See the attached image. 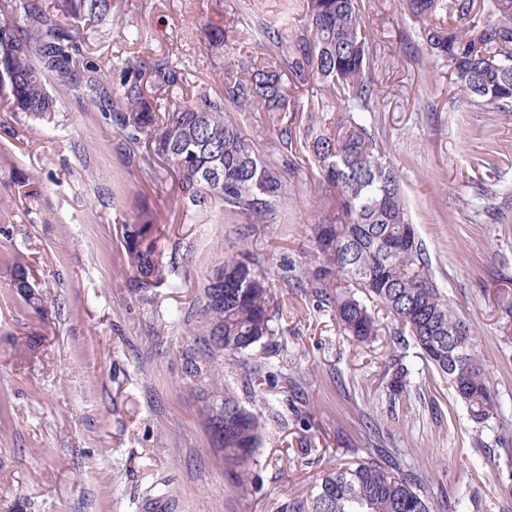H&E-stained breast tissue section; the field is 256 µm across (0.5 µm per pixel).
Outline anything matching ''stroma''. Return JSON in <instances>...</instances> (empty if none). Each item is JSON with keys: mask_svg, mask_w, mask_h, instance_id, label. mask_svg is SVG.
<instances>
[{"mask_svg": "<svg viewBox=\"0 0 512 512\" xmlns=\"http://www.w3.org/2000/svg\"><path fill=\"white\" fill-rule=\"evenodd\" d=\"M121 24L94 36L87 61L112 78L117 60L169 58L182 74L155 90L160 105L222 86L225 66L252 47L257 20L279 21L280 0H114ZM380 49L382 95L365 120L383 140L407 194L431 271L467 317L493 391L512 420V346L499 337L495 290L512 291V112L462 105L446 61L429 56L397 0H364ZM228 14L244 35L215 49L207 31ZM147 38L133 40V29ZM59 110L44 123L0 100V512H286L326 469L397 448L428 496L451 503L479 491L484 512H502L501 482L450 384L424 369L413 347L379 333L357 346L329 308L297 284L314 258L315 186L308 168L290 185L277 219L225 223L185 216L177 187L125 159L118 138L86 97L54 88ZM495 151L494 169L477 159ZM150 201L168 229L162 248L177 285L157 303L139 299L117 229ZM247 244L273 280L277 336L227 366L224 382L260 411L263 443L251 465L257 485L237 486L212 451L202 408L184 375L192 341L184 314L225 252ZM23 255L41 283L47 319L10 282ZM44 331L24 359L11 339ZM411 385L387 383L400 365ZM312 426L300 428L301 417Z\"/></svg>", "mask_w": 512, "mask_h": 512, "instance_id": "35a3bbf8", "label": "stroma"}]
</instances>
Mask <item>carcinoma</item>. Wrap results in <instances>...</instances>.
<instances>
[{"mask_svg": "<svg viewBox=\"0 0 512 512\" xmlns=\"http://www.w3.org/2000/svg\"><path fill=\"white\" fill-rule=\"evenodd\" d=\"M418 24L426 51L448 63L449 81L464 102L485 112H512V0H399ZM112 0H0V92L12 111L50 123L63 87L85 95L112 124L121 146L149 142L142 160H160L178 178L183 212L219 210L233 223L256 224L277 216L287 192L283 172L315 169L318 222L316 253L299 285L319 307L334 312L340 331L360 344L378 336L376 310L409 336L424 364L447 379L478 434L503 425L469 320L442 294L427 249L413 224L404 188L375 130L362 113L381 90L372 71L381 64L366 33L361 0H282L280 25L262 20L255 44L224 67L222 91L195 101H169L159 110L144 78L172 86L180 73L168 58L128 61L107 82L92 63H81L84 45L112 24ZM304 24L290 35L288 21ZM215 48L240 40L232 16L210 32ZM307 94H302V91ZM235 112H265L276 123L280 151L265 159L243 134ZM157 212L143 206L120 225L130 271L128 287L151 300L173 286L176 270L159 249ZM21 301L36 314L44 294L25 259L11 267ZM190 324L193 343L182 353L185 374L202 403L213 450L238 486L250 480V464L263 442L260 413L241 406L224 387V368L278 335L271 283L250 251L239 248L208 270ZM500 338L512 345V299L501 298ZM43 336L13 342L24 357ZM481 464L507 474L512 497V456L505 465L492 453ZM286 512H435L416 475L385 448L330 468L310 490L288 499Z\"/></svg>", "mask_w": 512, "mask_h": 512, "instance_id": "1", "label": "carcinoma"}]
</instances>
